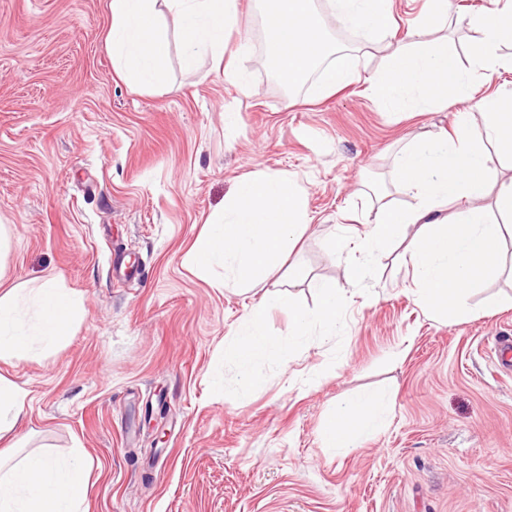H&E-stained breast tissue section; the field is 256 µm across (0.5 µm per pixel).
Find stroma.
<instances>
[{
    "instance_id": "obj_1",
    "label": "stroma",
    "mask_w": 512,
    "mask_h": 512,
    "mask_svg": "<svg viewBox=\"0 0 512 512\" xmlns=\"http://www.w3.org/2000/svg\"><path fill=\"white\" fill-rule=\"evenodd\" d=\"M238 2L253 45L244 91L210 61L184 69L171 14L166 83L133 88L112 66L109 0H0V294L53 279L81 303L65 340L0 359L27 392L0 451L18 439L79 462L86 512H512V371L489 346L512 336V281L488 278L474 315L448 323L416 301L402 247L347 282L379 199L412 202L396 151L455 127L457 106L388 112L366 92L422 0H396V38L373 44L313 0L331 40L361 46L358 78L323 97L281 83L264 62L263 0ZM487 4L451 0L434 39L470 42ZM260 172L307 192L290 257L304 282L283 266L225 290L223 268L199 271L189 252L236 179ZM311 280L346 293L335 337L244 378L225 365L253 299L290 290L312 307ZM364 390L393 396L387 425L360 447H323L324 418Z\"/></svg>"
}]
</instances>
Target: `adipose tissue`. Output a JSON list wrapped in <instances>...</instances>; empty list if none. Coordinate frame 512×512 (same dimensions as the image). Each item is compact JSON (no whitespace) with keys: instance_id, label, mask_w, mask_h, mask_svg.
I'll return each instance as SVG.
<instances>
[{"instance_id":"1","label":"adipose tissue","mask_w":512,"mask_h":512,"mask_svg":"<svg viewBox=\"0 0 512 512\" xmlns=\"http://www.w3.org/2000/svg\"><path fill=\"white\" fill-rule=\"evenodd\" d=\"M393 0H329L331 9L369 39L383 40L392 31ZM111 27L107 42L116 72L131 86H159L167 78V32L163 12L178 21L183 66L194 69L202 57L224 70V77L245 86L239 68L249 56L248 39L230 41L238 23V0H109ZM449 0H424L415 39L409 47L385 57L383 69L368 79V90L386 111L409 105L444 107L465 101L478 85L491 83L497 69L512 67V56L500 53L512 45V0L473 18L477 37L463 50L431 41L439 23L448 19ZM263 24L266 59L289 87L317 73L319 92L328 95L357 73L359 57L329 47L312 0H266ZM469 68H462L461 57ZM506 98L487 95L481 114L458 113L456 128L440 144L410 142L394 158V177L415 203L406 208L380 203L367 218L359 246L360 259L348 273L360 282L368 265L393 242L407 253L406 275L418 302L436 317L454 321L471 315L469 295L490 273L512 276L501 245L512 233V181H499L485 150L493 144L512 158V112ZM505 216L499 224L490 212ZM310 218L307 194L281 174L256 173L237 180L221 209L213 211L191 248L193 262L203 270L224 269L223 287L259 284L304 233ZM316 307L299 303L292 293H267L254 301L224 343V360L249 372L261 358H284L307 345L310 336L336 333L344 305L343 289L314 282ZM32 301L38 322L26 326L21 305ZM287 309L291 322L281 337L269 335L267 319ZM79 303L51 279L35 288H13L0 296V358H27L42 339L60 341L71 332ZM393 410L390 395L362 392L336 406L321 426L327 448H356L385 425ZM87 480L82 466L61 465L41 454L5 464L0 459V512H83Z\"/></svg>"}]
</instances>
